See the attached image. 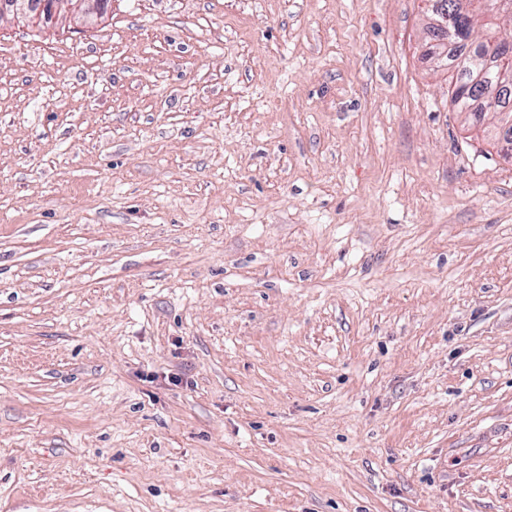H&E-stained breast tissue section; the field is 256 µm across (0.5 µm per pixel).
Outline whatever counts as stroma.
<instances>
[{"instance_id":"obj_1","label":"stroma","mask_w":512,"mask_h":512,"mask_svg":"<svg viewBox=\"0 0 512 512\" xmlns=\"http://www.w3.org/2000/svg\"><path fill=\"white\" fill-rule=\"evenodd\" d=\"M427 8L0 23V512H512V162ZM444 40L448 44H435L432 46L434 55L440 60L441 65L446 69L449 74V80L452 87L450 101L456 108L457 112H471L472 125L480 123L473 114L481 112L482 104L478 98L483 95L485 89H493L498 84V70L496 64L497 58L492 60V65L487 67L483 74L482 79L475 84L482 85V89H476L470 86L472 80L470 72L464 69L462 65V56L466 53V45L463 44L461 37H449L444 35ZM468 119V120H469Z\"/></svg>"}]
</instances>
